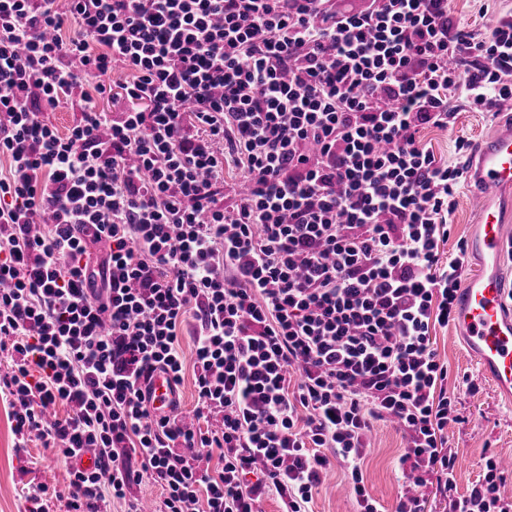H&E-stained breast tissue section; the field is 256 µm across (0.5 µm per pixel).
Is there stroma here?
<instances>
[{"mask_svg": "<svg viewBox=\"0 0 512 512\" xmlns=\"http://www.w3.org/2000/svg\"><path fill=\"white\" fill-rule=\"evenodd\" d=\"M453 16L470 28L483 29L488 18L512 11V0H450ZM508 113H460L454 129L429 128L422 140L442 161H456L455 141L464 136L479 141L495 126L508 118ZM475 185L466 183L455 192V209L449 239L440 245L441 259L457 251L460 240L466 239L474 216L471 197ZM431 342L441 361L448 364L451 376L470 377L475 390L461 391L458 409L462 423L449 427L448 442L458 457L456 491L465 495L482 475L483 457L492 453L497 458L512 457V404L498 396L493 385L480 378L473 361L456 335L454 326L432 328ZM12 431L8 399L0 393V512H26L29 488L44 485L52 498L50 512H66L68 474L65 464L54 449L38 440L19 448ZM405 442L396 425L387 423L375 428L371 446L362 466L369 494L384 507H392L401 492L400 458ZM309 512H354L352 497L345 487L341 465H334L326 486L308 505Z\"/></svg>", "mask_w": 512, "mask_h": 512, "instance_id": "obj_1", "label": "stroma"}]
</instances>
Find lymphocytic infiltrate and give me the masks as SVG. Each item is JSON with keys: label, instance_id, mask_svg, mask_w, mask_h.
I'll list each match as a JSON object with an SVG mask.
<instances>
[{"label": "lymphocytic infiltrate", "instance_id": "obj_1", "mask_svg": "<svg viewBox=\"0 0 512 512\" xmlns=\"http://www.w3.org/2000/svg\"><path fill=\"white\" fill-rule=\"evenodd\" d=\"M66 2L0 0V383L19 447L67 466V512H141L145 480L156 512H307L333 461L356 512H424L431 484L448 512H512L494 458L455 493L445 432L474 385L430 329L465 269L439 244L471 142L449 164L420 139L512 99V15L481 34L448 0ZM118 65L134 107L99 111ZM188 364L193 415L156 414L153 375ZM378 422L406 443L389 511L362 472Z\"/></svg>", "mask_w": 512, "mask_h": 512}]
</instances>
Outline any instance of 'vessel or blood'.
Segmentation results:
<instances>
[{"label":"vessel or blood","instance_id":"1","mask_svg":"<svg viewBox=\"0 0 512 512\" xmlns=\"http://www.w3.org/2000/svg\"><path fill=\"white\" fill-rule=\"evenodd\" d=\"M470 176L479 190L473 205L477 218L466 250L473 269L463 279L454 301L456 329L476 361L482 378L512 395V275L503 254L512 241V122L481 141ZM157 411L169 409L177 393L166 375L152 382Z\"/></svg>","mask_w":512,"mask_h":512}]
</instances>
